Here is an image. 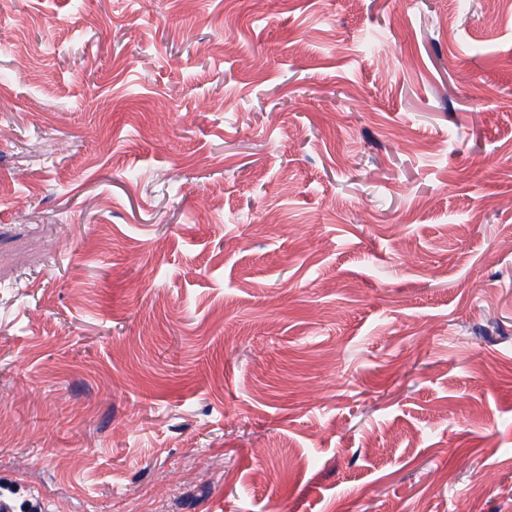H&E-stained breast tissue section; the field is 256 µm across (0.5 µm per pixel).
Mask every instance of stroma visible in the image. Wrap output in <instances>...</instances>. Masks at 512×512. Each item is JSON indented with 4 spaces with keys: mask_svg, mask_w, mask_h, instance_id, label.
<instances>
[{
    "mask_svg": "<svg viewBox=\"0 0 512 512\" xmlns=\"http://www.w3.org/2000/svg\"><path fill=\"white\" fill-rule=\"evenodd\" d=\"M0 496L512 512V14L0 0Z\"/></svg>",
    "mask_w": 512,
    "mask_h": 512,
    "instance_id": "1",
    "label": "stroma"
}]
</instances>
